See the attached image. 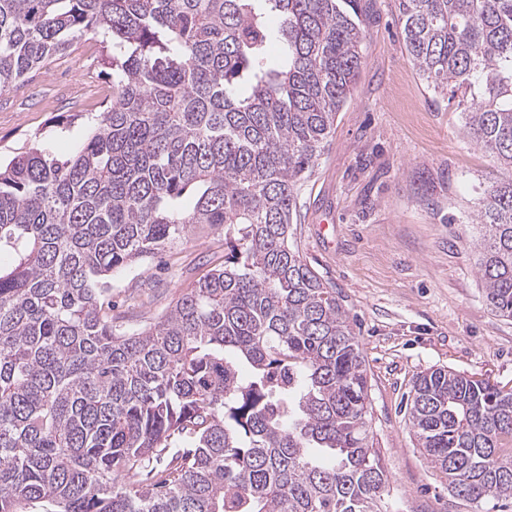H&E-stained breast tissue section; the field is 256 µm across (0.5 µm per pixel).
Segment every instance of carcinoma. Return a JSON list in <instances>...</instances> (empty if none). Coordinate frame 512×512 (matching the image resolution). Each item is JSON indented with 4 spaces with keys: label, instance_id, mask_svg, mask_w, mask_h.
Listing matches in <instances>:
<instances>
[{
    "label": "carcinoma",
    "instance_id": "cac0c4a2",
    "mask_svg": "<svg viewBox=\"0 0 512 512\" xmlns=\"http://www.w3.org/2000/svg\"><path fill=\"white\" fill-rule=\"evenodd\" d=\"M358 4L0 0V93L89 31L112 43L92 134L0 164V512H386L353 323L290 242L360 73ZM400 13L418 74L461 91L507 172L474 221L486 301L512 318V0ZM196 227L224 230V264L117 331L112 272ZM408 418L454 497L512 500V391L431 369Z\"/></svg>",
    "mask_w": 512,
    "mask_h": 512
}]
</instances>
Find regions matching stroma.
I'll list each match as a JSON object with an SVG mask.
<instances>
[{"label": "stroma", "instance_id": "obj_1", "mask_svg": "<svg viewBox=\"0 0 512 512\" xmlns=\"http://www.w3.org/2000/svg\"><path fill=\"white\" fill-rule=\"evenodd\" d=\"M363 63L311 176L298 189L293 241L336 289L370 379L368 428L388 473L389 512H512L468 503L421 453L406 399L445 368L512 389V320L486 303L475 267L482 193L504 175L467 136L456 100L433 96L411 63L400 0H360ZM112 51L87 34L0 93V158L32 140L66 156L112 100ZM75 115L69 131L58 118ZM224 234L193 230L112 278V323L140 331L224 260Z\"/></svg>", "mask_w": 512, "mask_h": 512}]
</instances>
